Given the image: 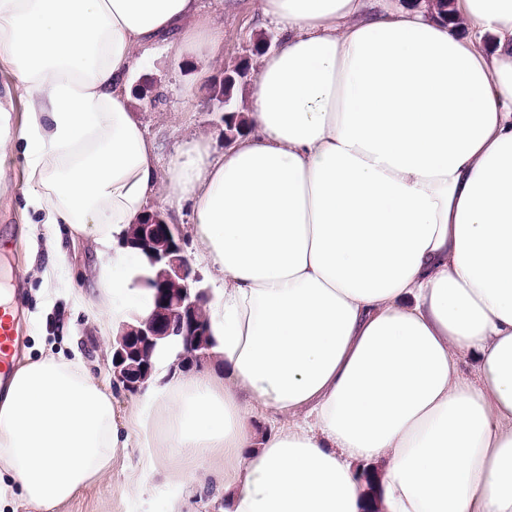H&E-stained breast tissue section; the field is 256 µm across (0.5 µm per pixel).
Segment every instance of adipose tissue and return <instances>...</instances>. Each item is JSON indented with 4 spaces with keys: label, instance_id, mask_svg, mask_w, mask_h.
Returning a JSON list of instances; mask_svg holds the SVG:
<instances>
[{
    "label": "adipose tissue",
    "instance_id": "adipose-tissue-1",
    "mask_svg": "<svg viewBox=\"0 0 512 512\" xmlns=\"http://www.w3.org/2000/svg\"><path fill=\"white\" fill-rule=\"evenodd\" d=\"M259 8L281 45L245 135L166 157L129 86L159 41L223 57L199 0H0V112L19 92L27 113L0 132V185L22 150L27 206L92 238L116 325L150 304L128 228L155 200L191 212L223 374L153 382L131 415L169 463L165 512L219 456L224 512H512V0H454L451 23L367 0ZM258 406L288 426L255 432ZM128 442L79 361L21 365L0 399V470L36 512Z\"/></svg>",
    "mask_w": 512,
    "mask_h": 512
}]
</instances>
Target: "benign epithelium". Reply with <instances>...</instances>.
I'll return each mask as SVG.
<instances>
[{
  "label": "benign epithelium",
  "mask_w": 512,
  "mask_h": 512,
  "mask_svg": "<svg viewBox=\"0 0 512 512\" xmlns=\"http://www.w3.org/2000/svg\"><path fill=\"white\" fill-rule=\"evenodd\" d=\"M122 245L146 255L150 273L138 282L151 291L152 305L148 315L122 324L112 341V380L128 392L140 393L154 373L150 355L179 346L171 369L181 372L199 368L210 358L216 342L210 325L198 317L210 292L185 254L179 225L168 223L161 211L132 225ZM177 281L181 288L173 293L168 285Z\"/></svg>",
  "instance_id": "benign-epithelium-1"
}]
</instances>
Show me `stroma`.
Segmentation results:
<instances>
[{
  "label": "stroma",
  "mask_w": 512,
  "mask_h": 512,
  "mask_svg": "<svg viewBox=\"0 0 512 512\" xmlns=\"http://www.w3.org/2000/svg\"><path fill=\"white\" fill-rule=\"evenodd\" d=\"M201 7L215 24L224 29V57L208 64L194 56L175 61L171 55L155 51L131 88L149 135L172 152L178 142L190 138L209 139L213 150L223 151V112L214 96V87L224 71L240 64L259 73L262 55L256 46L263 38L280 42L274 24L259 12L256 0H236L233 10L221 0H201ZM208 76H201V69ZM196 84L193 99L182 96L185 85ZM9 183L0 188V243H7L5 270L18 272L24 292L16 306L24 336L22 360H36L53 353L67 359L80 358L89 372L104 383L112 381L111 343L114 327H101L98 294L94 290L98 259L91 239L70 235L66 228L39 223L37 215L25 207L26 160L14 153L8 160ZM60 237L65 253L63 281L45 287L40 274L47 262L46 242ZM138 478L143 494L138 501L126 495L129 478ZM170 493L162 469H150L137 441L117 452L112 471L103 479L81 489L53 512H164Z\"/></svg>",
  "instance_id": "stroma-1"
}]
</instances>
